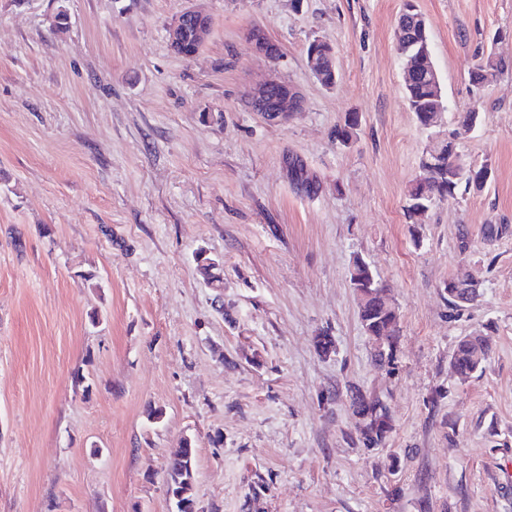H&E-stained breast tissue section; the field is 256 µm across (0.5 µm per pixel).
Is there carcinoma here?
I'll list each match as a JSON object with an SVG mask.
<instances>
[{"instance_id":"cac0c4a2","label":"carcinoma","mask_w":512,"mask_h":512,"mask_svg":"<svg viewBox=\"0 0 512 512\" xmlns=\"http://www.w3.org/2000/svg\"><path fill=\"white\" fill-rule=\"evenodd\" d=\"M201 48L197 40L196 30L188 26L181 34L179 42L174 46L175 53H193ZM507 63L503 59L488 54L471 73L475 93L482 89L489 77L504 71ZM406 97L413 101L414 114L419 125L428 127L434 113L429 107L435 96V89L426 82H413L405 86ZM294 181L298 186L310 193L316 189L315 183L304 172L303 165L297 160L289 161ZM420 172L409 190V216L425 214L437 198L453 196L460 187L468 189L477 181L486 182L488 165L474 166L458 150L456 146H445L435 155L423 157L419 164ZM350 283L359 293L357 296L361 322L371 324L378 322L387 315L382 298L389 292L378 276L367 269L364 260L356 257L350 271ZM448 307L450 315L460 316L464 304L477 297V288L469 278H452L448 280ZM490 349L482 336L472 339L462 338L454 351L451 366L463 378H469L483 371ZM353 411L365 416V427L360 431L359 440L364 446L374 448L380 445L391 431L392 425L386 405L375 398H368L360 393L352 396ZM196 480V447L193 441L185 440L181 447L170 452L167 492L177 497L180 504L179 512H197L195 498Z\"/></svg>"}]
</instances>
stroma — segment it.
Wrapping results in <instances>:
<instances>
[{
    "label": "stroma",
    "mask_w": 512,
    "mask_h": 512,
    "mask_svg": "<svg viewBox=\"0 0 512 512\" xmlns=\"http://www.w3.org/2000/svg\"><path fill=\"white\" fill-rule=\"evenodd\" d=\"M414 5L443 130L478 109L459 150L491 169L415 222L429 136L404 92L403 0H0V512H171L187 438L199 512H512V0ZM190 7L211 28L187 59L167 30ZM256 24L277 59L253 51ZM316 38L331 89L306 64ZM489 50L509 67L478 97ZM270 77L304 99L281 123L245 104ZM487 224L507 231L486 241ZM357 256L399 313L392 370L359 318ZM463 276L480 295L453 317ZM473 334L491 357L463 380L450 360ZM356 391L389 411L378 447ZM313 43L315 45H321V49H324V56L322 59H320L316 53L311 55V57L307 60L308 68L312 75L317 79V81L320 82L324 87L333 88L336 85L335 81H328H333L332 73L335 75L336 70L334 49L329 42L320 38L314 39ZM325 63L328 65L331 72L326 71L325 73ZM325 77L328 81L325 80Z\"/></svg>",
    "instance_id": "35a3bbf8"
}]
</instances>
